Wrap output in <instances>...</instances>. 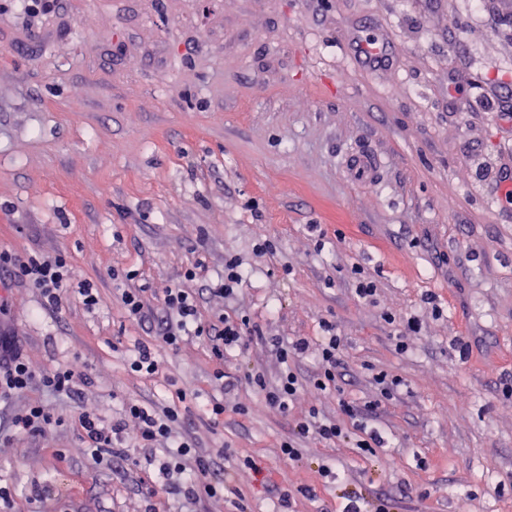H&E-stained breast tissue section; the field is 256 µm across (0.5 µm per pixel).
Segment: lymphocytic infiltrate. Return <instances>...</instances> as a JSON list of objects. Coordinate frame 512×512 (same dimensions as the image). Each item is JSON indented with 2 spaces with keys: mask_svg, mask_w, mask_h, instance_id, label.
<instances>
[{
  "mask_svg": "<svg viewBox=\"0 0 512 512\" xmlns=\"http://www.w3.org/2000/svg\"><path fill=\"white\" fill-rule=\"evenodd\" d=\"M205 267L203 260H196L186 267L179 278L164 288L150 292L144 288H126L120 294L121 308L127 321L142 324L153 318L154 305H161L164 315L160 321L156 340L139 343L127 358L132 372L154 377L162 372L157 354L158 346L180 350L190 336L206 337L211 342V353L216 360L243 356L255 340L264 338L275 351L280 365L276 384H267L264 376L248 373L246 380L261 393L265 404L281 412H288L301 391L321 397L343 391V340L335 325L324 323L321 336L311 339L298 337L292 340L266 336L261 325L247 316L226 311L242 288L246 277L237 259L224 262V275L215 287L212 297L220 299L221 308L210 318H202L199 297L194 282ZM0 268L10 271L14 279L40 291L46 306L59 307L70 291H77L87 309H95L100 298L86 279L82 268L63 256L30 255L22 257L8 250H0ZM315 356L317 369L304 377L296 369L300 359ZM86 364L81 357H73L62 367L50 372L38 371L22 350L18 349L8 333L0 331V404L12 402L39 384L56 392H73L75 387L87 383ZM378 395L363 403L342 398L339 401L342 420L320 418L318 409H310L296 425L294 437L284 440L280 450L289 460L299 456L298 438L308 435L337 445L348 441L368 454H375L384 444L378 429L373 428L383 402L394 397L400 388V378L387 372L374 377ZM176 405L158 407L139 401L125 405L122 416L105 420L97 409H82L78 416L80 434L85 453L98 465L114 457L130 458L132 452L152 453L163 448L166 458L158 467V480L147 481L142 497L152 501L157 485L183 495L189 503L206 499L221 502L230 488L229 478L213 477L215 461L196 451L179 431L178 404L195 398L194 389L184 386L175 389ZM54 423L53 414L37 401L27 402L10 418L8 425L13 436L41 437Z\"/></svg>",
  "mask_w": 512,
  "mask_h": 512,
  "instance_id": "1",
  "label": "lymphocytic infiltrate"
}]
</instances>
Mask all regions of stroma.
<instances>
[{
    "label": "stroma",
    "instance_id": "obj_1",
    "mask_svg": "<svg viewBox=\"0 0 512 512\" xmlns=\"http://www.w3.org/2000/svg\"><path fill=\"white\" fill-rule=\"evenodd\" d=\"M384 43L366 67L358 38ZM375 162L359 180L349 156ZM512 0H58L29 20L0 0V248L60 254L100 297L55 309L22 283L0 286V322L49 371L80 356L87 399L104 417L123 401L181 404L198 451L225 463L248 512H278L283 489L309 487L289 512H342L347 493L389 497L394 512H512ZM275 249L258 253L260 240ZM247 271L240 306L282 337L344 339L347 398L373 399V376L403 385L376 425V455L309 436L291 461L280 444L310 408L290 412L243 383H275L269 345L227 360L245 415H206L217 395L206 340L159 354L169 381L129 372L153 324L126 321L123 288H160L203 259ZM135 280H127L129 271ZM374 295L359 298L360 281ZM417 321L408 330V318ZM409 350L399 353L397 339ZM57 424L0 450V512H142L145 457L95 465L82 452L78 402L33 386ZM393 456L398 469L382 467ZM261 458L265 483L243 466Z\"/></svg>",
    "mask_w": 512,
    "mask_h": 512
}]
</instances>
